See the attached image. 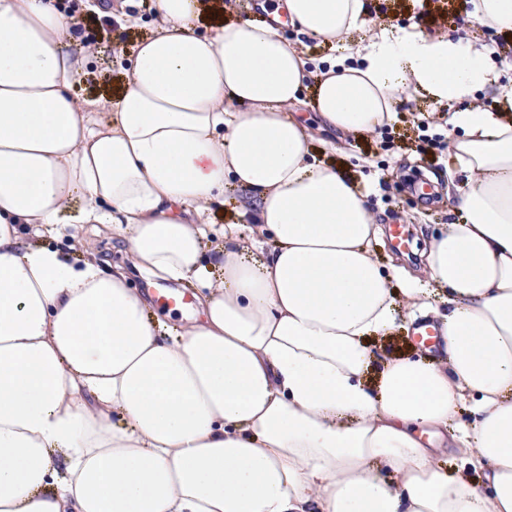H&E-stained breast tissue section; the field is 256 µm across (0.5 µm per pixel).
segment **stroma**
<instances>
[{
	"label": "stroma",
	"mask_w": 512,
	"mask_h": 512,
	"mask_svg": "<svg viewBox=\"0 0 512 512\" xmlns=\"http://www.w3.org/2000/svg\"><path fill=\"white\" fill-rule=\"evenodd\" d=\"M467 0H370L365 31L379 26H414L432 34L451 36L465 32L490 47V61L502 86H512V53L500 51L503 36L485 29L468 16ZM123 11L137 18V27L124 22L106 23L93 18L87 23L92 40L119 42L125 51H133L137 42L149 33L154 19L151 0H124ZM448 110L431 108L422 99H409L400 109L395 123L362 138H352L344 153L333 159L346 173L370 184L369 202L377 218L385 224H402L409 229L413 249L398 253L389 237H381L376 246L383 262H395L416 273L422 268L416 249L426 236L450 217L442 202H423L413 189L411 176L426 170L437 179L433 192H440L448 155Z\"/></svg>",
	"instance_id": "1"
}]
</instances>
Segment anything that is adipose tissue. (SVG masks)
<instances>
[{"instance_id":"obj_1","label":"adipose tissue","mask_w":512,"mask_h":512,"mask_svg":"<svg viewBox=\"0 0 512 512\" xmlns=\"http://www.w3.org/2000/svg\"><path fill=\"white\" fill-rule=\"evenodd\" d=\"M153 13L120 91L91 98L88 62L117 45L73 38L55 0H0V512H512V88L472 104L495 84L485 47L352 40L367 0ZM284 21L338 56L310 71ZM412 93L463 104L462 220L433 234L423 282L379 264L368 190L295 117L345 140ZM230 188L240 221L205 252ZM56 224L111 230L126 263L44 243ZM135 272L198 284V318L164 331ZM422 319L431 346L377 349Z\"/></svg>"}]
</instances>
